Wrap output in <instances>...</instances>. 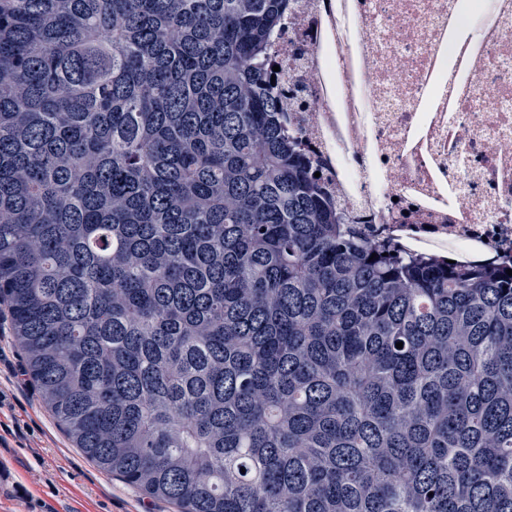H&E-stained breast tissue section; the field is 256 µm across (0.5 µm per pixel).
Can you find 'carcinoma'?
<instances>
[{
    "mask_svg": "<svg viewBox=\"0 0 512 512\" xmlns=\"http://www.w3.org/2000/svg\"><path fill=\"white\" fill-rule=\"evenodd\" d=\"M287 2L0 0L25 371L180 512H512V276L343 222L269 80Z\"/></svg>",
    "mask_w": 512,
    "mask_h": 512,
    "instance_id": "obj_1",
    "label": "carcinoma"
}]
</instances>
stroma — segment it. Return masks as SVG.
<instances>
[{
    "label": "stroma",
    "instance_id": "obj_1",
    "mask_svg": "<svg viewBox=\"0 0 512 512\" xmlns=\"http://www.w3.org/2000/svg\"><path fill=\"white\" fill-rule=\"evenodd\" d=\"M23 356L0 325V512H177L87 461L59 428L37 390L17 389Z\"/></svg>",
    "mask_w": 512,
    "mask_h": 512
}]
</instances>
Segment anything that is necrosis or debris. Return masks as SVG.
Wrapping results in <instances>:
<instances>
[{
  "mask_svg": "<svg viewBox=\"0 0 512 512\" xmlns=\"http://www.w3.org/2000/svg\"><path fill=\"white\" fill-rule=\"evenodd\" d=\"M270 57L348 223L512 260V0H289Z\"/></svg>",
  "mask_w": 512,
  "mask_h": 512,
  "instance_id": "4bbe7bcc",
  "label": "necrosis or debris"
}]
</instances>
